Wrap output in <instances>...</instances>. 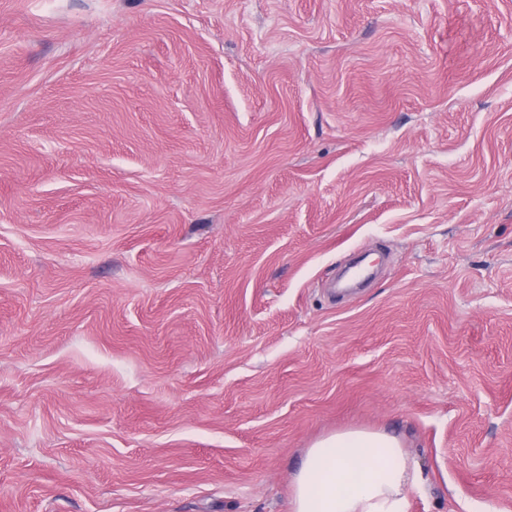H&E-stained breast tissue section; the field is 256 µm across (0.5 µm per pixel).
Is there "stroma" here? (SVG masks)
<instances>
[{"instance_id": "35a3bbf8", "label": "stroma", "mask_w": 512, "mask_h": 512, "mask_svg": "<svg viewBox=\"0 0 512 512\" xmlns=\"http://www.w3.org/2000/svg\"><path fill=\"white\" fill-rule=\"evenodd\" d=\"M351 430L512 512V0H0V512H292Z\"/></svg>"}]
</instances>
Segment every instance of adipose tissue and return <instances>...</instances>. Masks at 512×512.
<instances>
[{
    "instance_id": "obj_1",
    "label": "adipose tissue",
    "mask_w": 512,
    "mask_h": 512,
    "mask_svg": "<svg viewBox=\"0 0 512 512\" xmlns=\"http://www.w3.org/2000/svg\"><path fill=\"white\" fill-rule=\"evenodd\" d=\"M418 471L381 431L329 435L308 448L292 477V512H405Z\"/></svg>"
}]
</instances>
